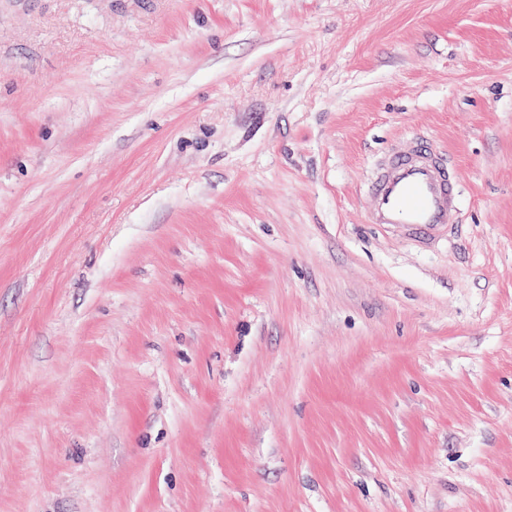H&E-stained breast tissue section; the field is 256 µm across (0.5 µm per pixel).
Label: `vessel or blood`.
<instances>
[{
    "instance_id": "1",
    "label": "vessel or blood",
    "mask_w": 512,
    "mask_h": 512,
    "mask_svg": "<svg viewBox=\"0 0 512 512\" xmlns=\"http://www.w3.org/2000/svg\"><path fill=\"white\" fill-rule=\"evenodd\" d=\"M446 154L412 136L398 142L374 164L367 185L368 218L373 224L407 228L430 236L456 224L459 182Z\"/></svg>"
}]
</instances>
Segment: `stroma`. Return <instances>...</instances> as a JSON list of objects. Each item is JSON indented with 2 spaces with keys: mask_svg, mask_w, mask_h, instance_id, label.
<instances>
[{
  "mask_svg": "<svg viewBox=\"0 0 512 512\" xmlns=\"http://www.w3.org/2000/svg\"><path fill=\"white\" fill-rule=\"evenodd\" d=\"M0 512H512V0H0ZM445 153L412 136L398 142L374 164L367 185L368 218L431 236L457 224L459 182Z\"/></svg>",
  "mask_w": 512,
  "mask_h": 512,
  "instance_id": "1",
  "label": "stroma"
}]
</instances>
